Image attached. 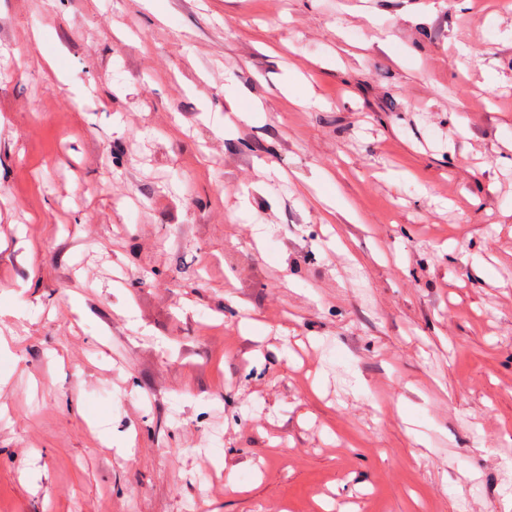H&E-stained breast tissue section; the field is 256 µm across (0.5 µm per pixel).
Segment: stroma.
<instances>
[{
  "instance_id": "stroma-1",
  "label": "stroma",
  "mask_w": 512,
  "mask_h": 512,
  "mask_svg": "<svg viewBox=\"0 0 512 512\" xmlns=\"http://www.w3.org/2000/svg\"><path fill=\"white\" fill-rule=\"evenodd\" d=\"M0 135V512H512V0H0Z\"/></svg>"
}]
</instances>
